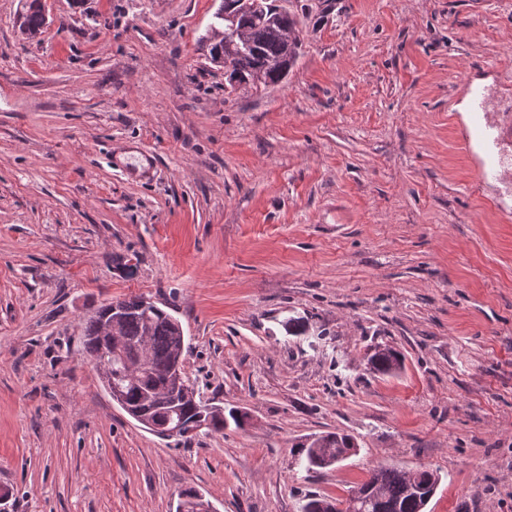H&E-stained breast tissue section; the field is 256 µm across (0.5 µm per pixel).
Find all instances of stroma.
Wrapping results in <instances>:
<instances>
[{"instance_id": "35a3bbf8", "label": "stroma", "mask_w": 512, "mask_h": 512, "mask_svg": "<svg viewBox=\"0 0 512 512\" xmlns=\"http://www.w3.org/2000/svg\"><path fill=\"white\" fill-rule=\"evenodd\" d=\"M277 4L295 65L231 92L216 0H51L33 38L0 0V512H301L379 465L440 473L425 512H512V177L479 179L512 0ZM134 297L246 427L179 444L112 400L81 322ZM329 431L357 454L306 473ZM370 369L381 375H394L396 367L404 365L403 354L396 348H384L381 352H374L368 357Z\"/></svg>"}]
</instances>
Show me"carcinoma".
Masks as SVG:
<instances>
[{
	"mask_svg": "<svg viewBox=\"0 0 512 512\" xmlns=\"http://www.w3.org/2000/svg\"><path fill=\"white\" fill-rule=\"evenodd\" d=\"M261 5L265 17H249L238 23L250 49L226 52V62L245 86L267 87L282 82V65L296 62L300 42L294 18L278 23L272 20L278 10L275 0H261ZM45 24L43 13L31 2L23 13L19 30L34 36ZM83 336L84 348L105 389H120L129 406L151 417L157 404L177 399L175 417L181 423L177 440L187 439L191 430L222 433L231 425L243 427L238 408L226 412L220 406L209 405L189 385L173 394L172 369L184 360L185 335L180 321L154 303L136 297L103 304L86 317ZM118 344L127 352V359L114 356ZM368 365L373 371L390 376L396 374L397 366L404 365V357L390 347L371 354ZM202 412L210 415V423L203 429L197 420ZM353 441L345 433L321 434L319 447L299 450L304 455L306 472L318 473L330 467L331 460L355 450ZM439 483L440 476L434 471L381 465L371 469L367 481L349 490L345 498L307 495L302 512H338L339 505L355 500L360 504L354 512H424L426 497Z\"/></svg>",
	"mask_w": 512,
	"mask_h": 512,
	"instance_id": "cac0c4a2",
	"label": "carcinoma"
}]
</instances>
